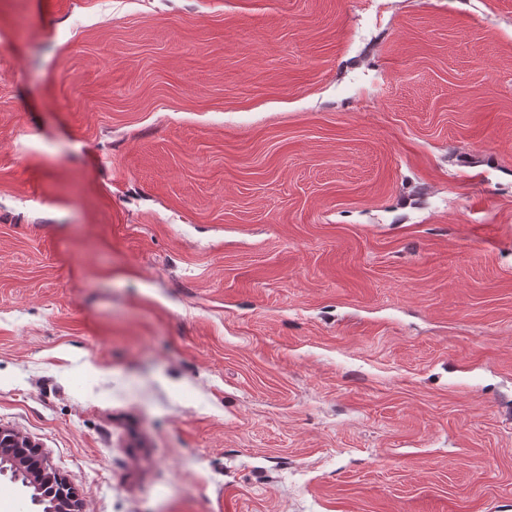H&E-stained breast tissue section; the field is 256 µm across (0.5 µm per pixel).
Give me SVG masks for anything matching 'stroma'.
<instances>
[{"label":"stroma","instance_id":"obj_1","mask_svg":"<svg viewBox=\"0 0 512 512\" xmlns=\"http://www.w3.org/2000/svg\"><path fill=\"white\" fill-rule=\"evenodd\" d=\"M0 427L84 512H512V0H0Z\"/></svg>","mask_w":512,"mask_h":512}]
</instances>
